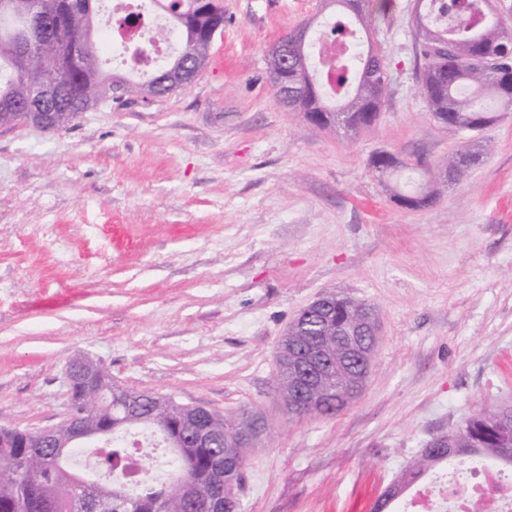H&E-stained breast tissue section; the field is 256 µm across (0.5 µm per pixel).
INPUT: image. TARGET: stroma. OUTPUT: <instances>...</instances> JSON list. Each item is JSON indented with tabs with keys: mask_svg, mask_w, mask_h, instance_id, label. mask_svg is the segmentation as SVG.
Listing matches in <instances>:
<instances>
[{
	"mask_svg": "<svg viewBox=\"0 0 512 512\" xmlns=\"http://www.w3.org/2000/svg\"><path fill=\"white\" fill-rule=\"evenodd\" d=\"M221 4L186 89L0 127V425L61 422L86 356L118 385L261 416L241 512H371L434 436L512 404V111L474 132L437 122L417 2L388 0L374 124L318 127L276 95L267 50L319 23V0ZM473 140L484 160L417 209L371 165L388 152L422 180ZM329 291L378 308L377 352L347 407L293 418L278 342ZM101 367L94 361L78 359L70 362L68 379L71 388L81 385L100 373Z\"/></svg>",
	"mask_w": 512,
	"mask_h": 512,
	"instance_id": "obj_1",
	"label": "stroma"
}]
</instances>
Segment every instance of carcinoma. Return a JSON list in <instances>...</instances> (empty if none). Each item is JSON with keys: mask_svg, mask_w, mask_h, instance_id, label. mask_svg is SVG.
Returning a JSON list of instances; mask_svg holds the SVG:
<instances>
[{"mask_svg": "<svg viewBox=\"0 0 512 512\" xmlns=\"http://www.w3.org/2000/svg\"><path fill=\"white\" fill-rule=\"evenodd\" d=\"M7 10L0 11V122H25L23 102L29 84L47 74L64 88L61 111L67 121L91 107V100L107 99L112 87L123 82L129 94H139L143 85L102 70V47L97 38L96 16L99 0H75L77 8L63 12L64 0H40L45 13L59 15L61 22L42 38L38 65L27 71L17 55V46L31 35L36 23L30 17L32 0H0ZM170 16L169 27L157 31L165 38L178 36L177 52L154 66L151 79L165 95L182 89L161 83V68L174 69L191 57H208L212 43L203 39L183 17L194 9V0H151ZM371 0H321V11L329 9L335 20L327 28L332 35L351 33L368 39L375 13ZM435 7L417 12L419 53L424 60L420 71L421 90L434 117L448 118L450 125H468L472 130L494 124L499 113L488 109L484 98L495 99L500 108L512 109V89L503 81L512 78V2L507 0H434ZM465 17L466 26L456 24ZM383 60L371 45L352 66L334 71L336 99L328 100L326 90L311 91L308 78L314 76L308 47L295 52L288 69V82L305 84L296 100L298 112L332 111L340 106L348 112L343 132L355 134L374 123L385 98ZM500 75L497 83L488 74ZM483 158L478 148L465 147L446 160L460 174ZM376 310L348 297L328 294L325 309L309 320L288 327V343L301 345L310 336L336 341L344 325ZM353 370L344 366L328 371L321 381L318 400L312 412L333 414L349 402L353 390ZM106 375L97 377L90 391L89 407L106 420L112 419V437L87 447L96 457L95 470L112 475V482L90 481L70 466L71 453L65 450L57 460L47 448H23L24 436L0 431V512H234L232 501L220 498L221 488L238 485L249 448L238 436L259 420L258 415L242 412L221 415L203 409L190 410L171 397L150 391L112 386V404L103 402L99 390ZM146 428L158 434L171 451L166 478L147 483L130 493L119 477L132 454L133 429ZM459 455L476 457L484 467L512 468V407L481 409L469 416L458 430L448 434L444 448L421 452L392 480L390 487L403 493L423 474L443 466Z\"/></svg>", "mask_w": 512, "mask_h": 512, "instance_id": "cac0c4a2", "label": "carcinoma"}]
</instances>
